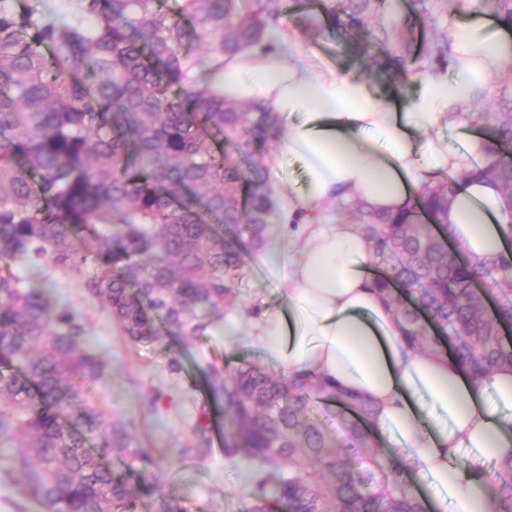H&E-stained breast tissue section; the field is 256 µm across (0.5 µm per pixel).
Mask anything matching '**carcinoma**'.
<instances>
[{"instance_id": "obj_1", "label": "carcinoma", "mask_w": 512, "mask_h": 512, "mask_svg": "<svg viewBox=\"0 0 512 512\" xmlns=\"http://www.w3.org/2000/svg\"><path fill=\"white\" fill-rule=\"evenodd\" d=\"M386 0H335L331 17H373ZM72 20L44 18L32 0H0V477H27L43 512H139L153 494L150 457L126 426L88 403L103 366L83 348L88 326L46 281L8 267L77 276L106 302L125 336L151 343L163 329L199 336L224 315L274 207L269 168L279 117L248 111L207 76L266 41L282 0H67ZM512 24V0H491ZM389 63L414 71L408 34L382 27ZM203 41L205 55L190 46ZM450 31L435 29L421 56L448 64ZM503 88L485 166L512 218V95ZM457 176L425 186L396 214L341 205L371 244L373 288L407 343L444 352L475 377L512 366V256L476 265L448 248ZM93 272L85 273L87 264ZM224 407V455L253 468L251 512H426L403 463L373 445L371 407L314 372L288 380L254 367L208 372ZM336 406L347 447L311 415L313 396ZM203 404L180 452H211ZM142 465L132 485L104 464ZM489 512H512V466L492 473Z\"/></svg>"}]
</instances>
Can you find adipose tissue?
<instances>
[{
    "label": "adipose tissue",
    "instance_id": "adipose-tissue-1",
    "mask_svg": "<svg viewBox=\"0 0 512 512\" xmlns=\"http://www.w3.org/2000/svg\"><path fill=\"white\" fill-rule=\"evenodd\" d=\"M268 41L214 82L225 99L277 112L279 148L304 169V186H275V221L260 253L266 278L285 288L286 309L263 312L248 333L234 317L209 330L228 342L246 336L265 364L290 376L317 372L372 404L374 433L432 489L433 512H488L491 467L512 462V368L480 380L451 358L411 350L372 288L358 225L317 216L342 198L396 213L437 177L486 164L487 136L471 133L459 152L444 133L466 127L461 108L512 66V34L482 14L456 28L452 76L418 71L419 92L401 108L295 51L283 29ZM448 234L473 262L512 245L494 184L474 178L457 187Z\"/></svg>",
    "mask_w": 512,
    "mask_h": 512
}]
</instances>
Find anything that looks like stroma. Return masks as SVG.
Returning <instances> with one entry per match:
<instances>
[{"mask_svg": "<svg viewBox=\"0 0 512 512\" xmlns=\"http://www.w3.org/2000/svg\"><path fill=\"white\" fill-rule=\"evenodd\" d=\"M328 0H284L280 26L287 28L297 49L337 74L370 84L377 98L397 89L405 98L415 94L414 82L402 81L387 69L391 48L376 38L379 26L411 27L426 31L463 23L469 12L488 13L485 0H469L468 9H457L456 0H387L385 11L370 24L360 25L349 16L331 19ZM62 304L76 309L87 321V349L101 359L102 379L94 383L91 399L113 419L122 421L134 447L148 452L155 461L156 494L150 512H160L165 500L181 499L187 512H249L250 476L246 469L231 465L221 446H213L204 460L181 455L191 439V428L199 406L211 401L204 384L214 368L231 370L261 362L257 348L249 343H225L223 337L204 335L162 336L152 344L136 345L127 340L113 321L106 304L89 301L77 278L51 273ZM283 289L265 281L255 257H248L238 283L235 300L225 314L241 316L244 325L266 309L282 307ZM178 358L179 373L168 367Z\"/></svg>", "mask_w": 512, "mask_h": 512, "instance_id": "1", "label": "stroma"}]
</instances>
